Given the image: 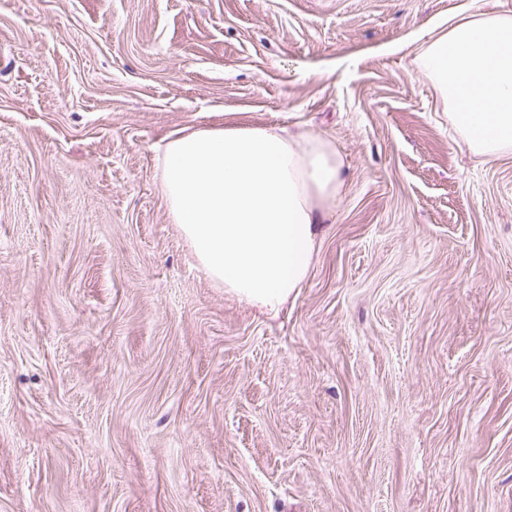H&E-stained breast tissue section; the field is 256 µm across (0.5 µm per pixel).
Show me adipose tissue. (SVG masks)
I'll return each instance as SVG.
<instances>
[{
    "label": "adipose tissue",
    "instance_id": "ef3b65f1",
    "mask_svg": "<svg viewBox=\"0 0 512 512\" xmlns=\"http://www.w3.org/2000/svg\"><path fill=\"white\" fill-rule=\"evenodd\" d=\"M418 73L476 157L512 156V0L413 33ZM171 220L225 292L278 314L305 282L345 185L335 143L304 128L227 124L171 137L159 155Z\"/></svg>",
    "mask_w": 512,
    "mask_h": 512
}]
</instances>
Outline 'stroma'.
Returning <instances> with one entry per match:
<instances>
[{"mask_svg": "<svg viewBox=\"0 0 512 512\" xmlns=\"http://www.w3.org/2000/svg\"><path fill=\"white\" fill-rule=\"evenodd\" d=\"M461 0H0V512H512V157L412 50ZM331 138L276 315L198 268L173 133Z\"/></svg>", "mask_w": 512, "mask_h": 512, "instance_id": "obj_1", "label": "stroma"}]
</instances>
